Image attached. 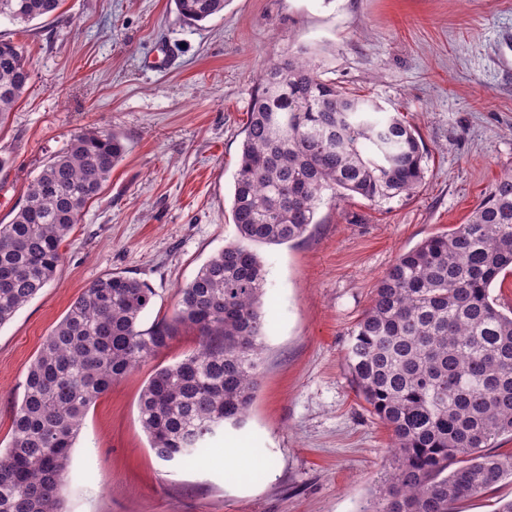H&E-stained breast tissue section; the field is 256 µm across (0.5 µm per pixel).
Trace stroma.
<instances>
[{
	"mask_svg": "<svg viewBox=\"0 0 512 512\" xmlns=\"http://www.w3.org/2000/svg\"><path fill=\"white\" fill-rule=\"evenodd\" d=\"M29 88L0 127V224L28 182L86 127L127 151L62 246L54 280L0 326V448L28 365L70 304L108 273L155 292L141 326L171 320L177 290L234 239V175L263 62L305 50L324 78L399 115L427 148L416 193L326 199L300 240L260 247L267 268L262 374L245 424L200 461L157 458L139 421L155 369L195 333L89 408L65 512H358L389 464L390 433L344 361L350 333L398 255L464 223L512 168V0H227L188 24L173 0H63L57 17L0 21ZM254 464H217L225 446Z\"/></svg>",
	"mask_w": 512,
	"mask_h": 512,
	"instance_id": "1",
	"label": "stroma"
}]
</instances>
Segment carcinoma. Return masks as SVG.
Instances as JSON below:
<instances>
[{
    "label": "carcinoma",
    "instance_id": "obj_1",
    "mask_svg": "<svg viewBox=\"0 0 512 512\" xmlns=\"http://www.w3.org/2000/svg\"><path fill=\"white\" fill-rule=\"evenodd\" d=\"M202 22L225 0H173ZM62 0H0V19L55 16ZM21 47L0 40V125L27 91ZM373 100L322 78L301 54L261 68L234 178L235 238L178 289L171 320L140 328L154 292L132 277L93 281L29 364L0 453V512H64L82 419L113 383L168 346L179 325L198 347L158 369L139 398L142 427L166 462L203 454L215 429L239 427L258 387L266 269L255 250L303 238L323 191L371 203L409 196L424 178L420 135ZM125 153L114 132L84 128L27 185L0 225V326L55 277L61 247ZM512 271V169L467 221L401 253L351 332L346 365L391 432L381 492L360 512H456L512 479V314L489 289Z\"/></svg>",
    "mask_w": 512,
    "mask_h": 512
}]
</instances>
